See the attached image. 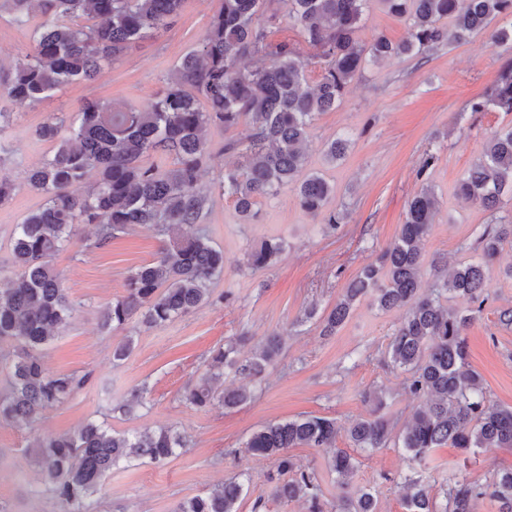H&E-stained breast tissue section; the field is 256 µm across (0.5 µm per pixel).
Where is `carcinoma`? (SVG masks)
Here are the masks:
<instances>
[{
  "label": "carcinoma",
  "instance_id": "obj_1",
  "mask_svg": "<svg viewBox=\"0 0 512 512\" xmlns=\"http://www.w3.org/2000/svg\"><path fill=\"white\" fill-rule=\"evenodd\" d=\"M370 0H224L197 48L183 57L165 87L144 106L87 101L72 122L53 113L37 134L53 144L52 155L25 172L27 186L45 202L16 225L10 267L0 288V344L13 346L6 392H0V421L30 424L48 408L71 400L90 374L53 375L41 351L68 326L75 312L56 255L72 241L77 224L96 227L95 247L110 244L130 227L165 238L156 257L127 276L124 294L101 311L106 332L124 330L133 320L165 326L207 304H224L232 293L213 297L211 284L224 275V251L212 244L202 221L210 189L199 186L210 158L207 131L242 120L251 133L245 145L230 142L240 161L224 169L219 187L234 198L240 214L254 215L262 198L294 185L300 206L316 216L334 187L318 172L305 173L306 144L316 115L336 108L346 88L366 66L393 55L422 54L441 43L462 42L484 32L499 17L512 20V0H382L408 26L409 36L393 42L384 35L369 44L358 32ZM185 0H0V19L27 25L43 21L31 33L29 47L15 63L0 64V97L19 109L33 107L76 81L96 80L104 67L149 34L171 24ZM299 29L322 64L320 80L309 85V59L286 39L273 38L280 11ZM97 17L98 24L85 19ZM449 18L452 26L440 22ZM512 113V67L503 71L488 97L472 104ZM14 113L0 112V170L14 151L6 132ZM348 139L324 143L330 161L343 157ZM174 159L161 170L145 163L149 156ZM91 171L96 179L82 193L72 187ZM457 194L495 214L502 197L512 196V124L487 140L482 158L457 184ZM438 201L426 186L408 201L396 240L363 265L327 314L316 307L304 317H319L321 335L334 336L354 305L368 297L382 311L403 317L387 346L394 369L407 373L405 389L416 399L411 424L392 436L382 417L361 418L349 426L352 447L361 452L385 448L397 439L415 462L442 445L471 452L476 448L512 449V407L493 403L481 376L467 362L465 330L486 300L487 267L502 243L512 239V220L497 219L478 237L481 260L458 264L419 295L422 244L434 222ZM285 249L280 239L262 241L246 254L251 269H268ZM457 299L472 304L467 314L446 305ZM249 340L238 336L210 351L206 371L186 387V403L203 408H236L254 397L246 385L215 384L230 372L259 384L268 367L284 354V338L264 337L254 354L240 357ZM148 387L132 389L114 410L133 416L148 405ZM336 420L306 415L269 422L253 431L245 451L269 458L271 497L284 503L303 501L309 512H324L323 491L315 472L300 466L290 450L298 446L331 450L329 471L345 482L359 467L354 454L335 448ZM189 440L171 427L117 432L106 421H88L77 430L49 437L34 447L43 481L66 512H93V497L103 479L122 462L161 465L188 447ZM248 475L239 471L210 491L181 500L172 512H240ZM405 512H474V502L489 497L499 512H512V469L481 483L450 478L434 490L405 477ZM333 512H378L375 495L359 488L347 492Z\"/></svg>",
  "mask_w": 512,
  "mask_h": 512
}]
</instances>
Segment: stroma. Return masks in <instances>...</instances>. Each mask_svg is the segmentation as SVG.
Instances as JSON below:
<instances>
[{"label": "stroma", "mask_w": 512, "mask_h": 512, "mask_svg": "<svg viewBox=\"0 0 512 512\" xmlns=\"http://www.w3.org/2000/svg\"><path fill=\"white\" fill-rule=\"evenodd\" d=\"M221 7L222 0H185L170 28L127 50L105 66L97 81L66 86L50 101L18 112L8 98H0L1 111L17 114L6 136L15 155L8 173L19 184L13 199L0 206V266L9 263L15 224L44 203L22 181L29 167L52 153L51 143L36 134L46 117L53 112L73 116L90 99L136 106L149 102L163 89L164 77L196 48ZM381 34L399 42L408 29L380 0H370L358 37L367 44ZM511 65L512 44H495L484 35L368 65L335 110L316 116L310 131L307 168L323 173L335 188L327 210L344 214L333 232L301 209L291 186L260 199L255 217L244 219L233 198L213 185L238 160L225 152V144L245 141L250 128L244 122L210 128L211 158L202 183L213 193L204 225L227 261L214 291H232L235 299L204 306L165 327L139 329L124 360L112 356L121 332L102 334L99 315L122 294L130 270L154 258L160 240L134 228L96 249L94 225H76L72 244L54 260L76 311L46 351L44 364L54 374L88 372L92 378L30 428L0 422V512H62L45 490L31 444L35 437L71 432L89 420L107 421L118 432L173 425L191 441L186 453L163 466L122 464L112 470L96 496L98 512H172L181 499L239 471L250 475L241 512H251L259 497L266 500L265 512H306L302 503L270 499V460L243 450L254 430L271 420L324 416L336 419L341 428L336 445L347 449L346 427L367 416L368 399L378 394L384 397L383 415L394 428H403L415 401L404 388V373L384 363L401 311L383 312L362 299L333 336L322 335L318 321L303 324L299 318L310 305L323 311L335 304L361 266L395 238L408 201L422 186H431L438 199L424 242L422 289L432 288L448 267L478 256L477 238L491 216L461 200L456 186L481 158L492 132L512 124V113L471 109ZM342 133L350 139L349 148L342 159L327 162L324 142ZM271 238L286 242L277 265L266 271L247 268L246 252ZM511 268L508 241L489 268L482 311L466 331L470 367L481 376L489 399L507 407H512V326L503 325L499 313L512 307ZM275 331L286 340L285 356L269 368L254 399L230 410L219 405L199 409L184 401L185 387L203 372L213 348L234 336L259 339ZM144 384L150 388L147 409L130 418L114 413L130 390ZM360 460L352 485L370 489L380 512H405V476L436 487L453 476L483 481L512 468V450L466 454L443 446L417 464L391 446L361 454Z\"/></svg>", "instance_id": "35a3bbf8"}]
</instances>
